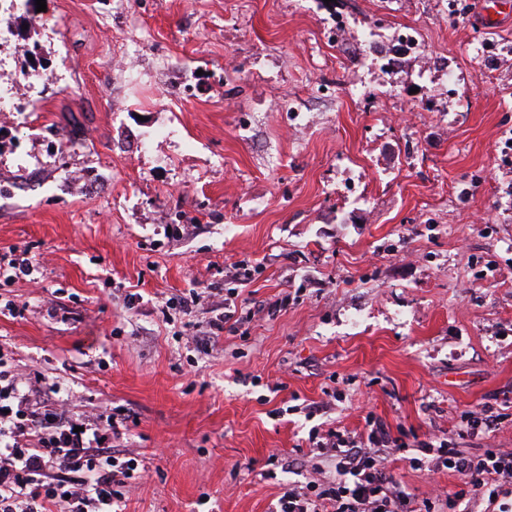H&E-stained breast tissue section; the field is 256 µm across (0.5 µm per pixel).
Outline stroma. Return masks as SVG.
<instances>
[{
    "label": "stroma",
    "mask_w": 512,
    "mask_h": 512,
    "mask_svg": "<svg viewBox=\"0 0 512 512\" xmlns=\"http://www.w3.org/2000/svg\"><path fill=\"white\" fill-rule=\"evenodd\" d=\"M26 0L0 45V344L126 410L124 512H270L308 432L512 449V8L502 0ZM377 50L331 43L336 15ZM418 29V57L395 40ZM38 45L40 65L21 45ZM250 269L248 284L235 279ZM238 290L257 313L205 336ZM204 302L183 314L190 291ZM335 393L328 411L309 406ZM279 464H269L272 451ZM390 473L418 497L457 478ZM506 416L495 414L492 406L483 404L476 410L463 413L457 427V435L463 438H478L499 429Z\"/></svg>",
    "instance_id": "35a3bbf8"
}]
</instances>
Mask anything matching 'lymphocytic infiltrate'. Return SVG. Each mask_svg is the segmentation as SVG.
Here are the masks:
<instances>
[{
    "mask_svg": "<svg viewBox=\"0 0 512 512\" xmlns=\"http://www.w3.org/2000/svg\"><path fill=\"white\" fill-rule=\"evenodd\" d=\"M123 440L115 418L70 411L56 384L15 372L0 350V512H120L147 473ZM308 440L333 479L286 489L271 512H512L511 449L471 453L444 434L410 443L371 413L363 430ZM412 447V468L453 472L458 490L420 499L395 481L388 459Z\"/></svg>",
    "mask_w": 512,
    "mask_h": 512,
    "instance_id": "f902f5d3",
    "label": "lymphocytic infiltrate"
}]
</instances>
